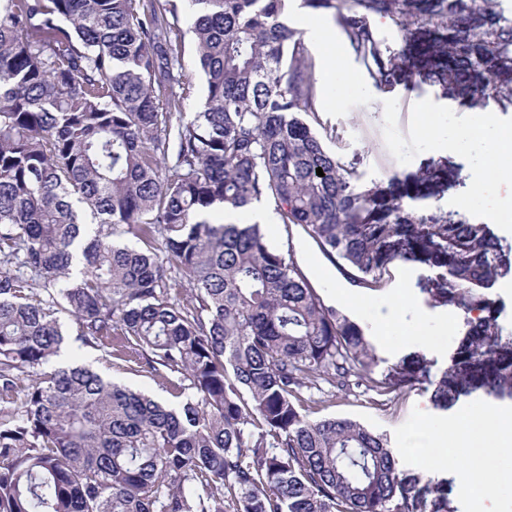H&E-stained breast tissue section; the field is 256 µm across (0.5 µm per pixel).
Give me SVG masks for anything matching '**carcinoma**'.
<instances>
[{
	"label": "carcinoma",
	"instance_id": "cac0c4a2",
	"mask_svg": "<svg viewBox=\"0 0 512 512\" xmlns=\"http://www.w3.org/2000/svg\"><path fill=\"white\" fill-rule=\"evenodd\" d=\"M288 2L0 0V512H458L448 480L403 468L384 436L312 418L314 394L428 383L444 411L478 392L512 400L491 293L512 278V245L414 206L462 184L453 161L367 183L327 147L339 133L315 126L316 64ZM501 2L301 7L332 16L385 93L436 79L461 108L512 112ZM185 8L205 85L192 103ZM261 201L365 287L399 263L432 269L426 302L466 325L437 381L421 351L375 372L362 328L292 248L210 219ZM63 311L83 344L175 378L184 399L164 407L57 365Z\"/></svg>",
	"mask_w": 512,
	"mask_h": 512
}]
</instances>
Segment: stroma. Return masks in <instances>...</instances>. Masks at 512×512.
Returning a JSON list of instances; mask_svg holds the SVG:
<instances>
[{"label":"stroma","mask_w":512,"mask_h":512,"mask_svg":"<svg viewBox=\"0 0 512 512\" xmlns=\"http://www.w3.org/2000/svg\"><path fill=\"white\" fill-rule=\"evenodd\" d=\"M303 36L316 63H323L328 58L335 65L331 79L323 84V108L319 117L327 126L337 129L341 136V153L358 169L364 181H385L394 174L441 162V155L426 142V134L420 126V114L416 110L417 104L428 102L438 109L436 122H444L446 110H453L459 124L471 126L477 142L476 150L453 157L461 167L463 187L430 199L429 207L444 211L464 210L471 222L491 223L497 231L503 225L512 226L511 209L502 211L496 219H488L484 198L474 194L469 184L481 151L489 150L494 145L477 124L479 111L450 108L441 86L434 82L423 83L419 89L409 93L400 91L386 95L375 90L370 97H361L343 87L346 71L359 73L363 70L361 63L348 50L343 37L321 42L308 29L304 30ZM466 194L471 196L472 204L464 208L459 200ZM264 232L275 244L291 245L299 265L325 303L337 307L361 325L374 347L379 367H386L413 350L410 337L416 331L426 329L439 332L440 337L435 344L425 349L430 362V383L384 403L372 391L360 390L349 396L334 397L321 406L320 413L356 420L375 433L384 435L406 468L415 472L426 471L429 477L435 479L450 480L452 496L459 512H474L472 502L478 492L463 486L455 460L426 470L417 453L403 445L406 433L424 423L441 427L466 415L504 408L512 410V401L502 402L486 395L469 398L446 412L432 405L431 383L438 380L449 363L464 327V316L457 310L433 307L425 302L419 290V281L430 275V268L418 263L396 265L384 277L380 287L370 289L354 283L336 263L325 257L300 226L275 222L265 227ZM402 289L410 294V307L402 311L395 322H386L385 302L391 294ZM62 322L67 332L65 346L81 363L105 377L147 392L160 402L173 403L168 386L159 377L132 363L107 360L102 351L78 340L70 317H63Z\"/></svg>","instance_id":"35a3bbf8"}]
</instances>
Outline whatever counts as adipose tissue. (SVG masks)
Here are the masks:
<instances>
[{"label": "adipose tissue", "instance_id": "ef3b65f1", "mask_svg": "<svg viewBox=\"0 0 512 512\" xmlns=\"http://www.w3.org/2000/svg\"><path fill=\"white\" fill-rule=\"evenodd\" d=\"M473 185L497 192L499 204L512 207L511 141L484 153L474 173ZM419 434L433 441L432 447L422 452L424 465L434 466L447 460L448 449L460 450L461 480L479 488L482 512H507L508 506L498 490L496 461L505 449L512 447V416L498 413L467 416L438 429L421 427Z\"/></svg>", "mask_w": 512, "mask_h": 512}]
</instances>
